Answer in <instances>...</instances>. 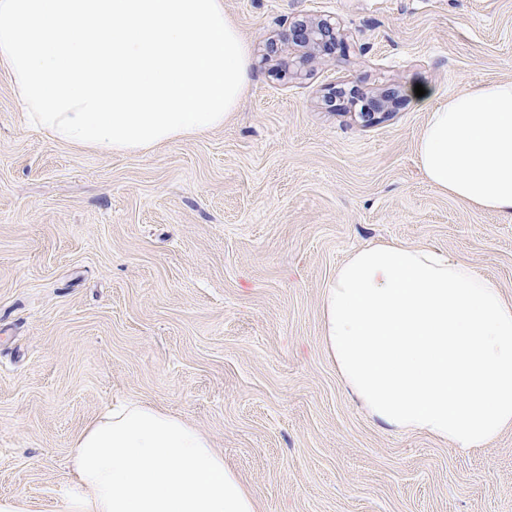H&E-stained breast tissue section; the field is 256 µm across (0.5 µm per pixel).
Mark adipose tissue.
Listing matches in <instances>:
<instances>
[{"mask_svg": "<svg viewBox=\"0 0 512 512\" xmlns=\"http://www.w3.org/2000/svg\"><path fill=\"white\" fill-rule=\"evenodd\" d=\"M416 146L427 182L512 214V80L436 103ZM322 338L358 405L469 453L512 427V299L452 253L380 243L350 253L321 301ZM64 512H260L200 429L153 405L107 409L74 441Z\"/></svg>", "mask_w": 512, "mask_h": 512, "instance_id": "1", "label": "adipose tissue"}]
</instances>
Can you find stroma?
Segmentation results:
<instances>
[{
	"instance_id": "stroma-1",
	"label": "stroma",
	"mask_w": 512,
	"mask_h": 512,
	"mask_svg": "<svg viewBox=\"0 0 512 512\" xmlns=\"http://www.w3.org/2000/svg\"><path fill=\"white\" fill-rule=\"evenodd\" d=\"M251 88L222 128L146 154L49 140L0 71V499L63 512L69 449L112 403L194 425L263 512H512V428L461 454L367 417L321 336L354 250L453 252L512 296V216L424 179L427 119L512 80V0H224ZM326 18L321 63L267 43ZM399 91L367 126L330 87Z\"/></svg>"
}]
</instances>
